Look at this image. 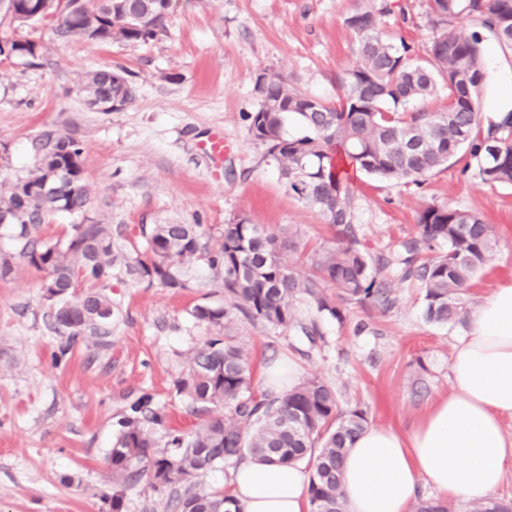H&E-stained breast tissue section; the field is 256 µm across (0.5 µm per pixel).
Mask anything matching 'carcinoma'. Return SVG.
<instances>
[{"mask_svg": "<svg viewBox=\"0 0 512 512\" xmlns=\"http://www.w3.org/2000/svg\"><path fill=\"white\" fill-rule=\"evenodd\" d=\"M31 0H0V58L33 65L47 51L42 38L18 33L38 24L58 40L93 26L90 40L99 44L138 43L156 39L172 0H109L75 16L71 0H44L49 14L24 15ZM387 6L349 16L356 37L354 61L337 78L334 102L312 97L272 74L260 83L265 103L251 116L249 131L268 146L281 178L299 199L318 209L337 231L340 242L315 252L312 272L300 276L288 260L297 249L271 230L237 218L224 224L214 243L200 224H143L142 249L129 252L112 236V225L89 216L90 192L82 148L68 135L42 133L35 142L39 164L28 176L0 180V210L13 215L18 256L43 273L39 283L47 302L45 317L60 344L53 362L60 365L78 339L111 346L112 278L124 271L134 280L164 288L189 287L187 270L204 262L233 299V308L197 305L191 317L213 331L187 354L188 371L177 390L195 413L205 415L190 435L168 433L164 447L145 429L161 425L164 414L143 396L131 404L120 423L107 464L113 492L109 512H122L120 489L147 478L163 494L171 512H230L232 500L206 489L201 478L219 465L249 455L289 465L312 451L311 512H345L341 490L347 445L368 425L365 411H340L336 391L323 381L307 379L276 396L251 392L248 356L228 332L234 312L274 328L297 327L309 341L318 330L297 318L296 302L311 298L317 311L343 319L342 305L388 297L392 280L415 279L425 289V316L430 322H456L460 295L491 258L494 228L477 213L441 206L424 208L418 236L401 243L395 255L372 258L358 247L354 229V185L344 175L352 167L388 181L410 183L430 174L466 150L482 181L512 183V110L494 112L486 129L470 96L491 85L488 47L476 34L466 37L455 23L469 17L494 37L502 52H512V0H426L436 36L418 57L394 44L380 28ZM470 74V86L455 83L458 71ZM447 105L439 112L421 106L438 89ZM85 102L116 100L129 107L136 87L121 66L87 71L82 80ZM294 115L306 134L290 138L284 131ZM497 143L498 154L489 145ZM59 168L55 188L43 193L47 170ZM57 214L71 218V232L55 239L39 237L40 227Z\"/></svg>", "mask_w": 512, "mask_h": 512, "instance_id": "cac0c4a2", "label": "carcinoma"}]
</instances>
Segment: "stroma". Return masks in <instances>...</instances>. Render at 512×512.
<instances>
[{
	"instance_id": "obj_1",
	"label": "stroma",
	"mask_w": 512,
	"mask_h": 512,
	"mask_svg": "<svg viewBox=\"0 0 512 512\" xmlns=\"http://www.w3.org/2000/svg\"><path fill=\"white\" fill-rule=\"evenodd\" d=\"M387 2L382 29L393 41L424 53L435 32L425 0H174L166 31L145 43L99 45L73 36L41 34L48 50L40 65L0 61V140L10 153L9 178L36 165L35 138L60 130L83 148L89 212L138 242L143 224H200L219 232L247 218L298 245L289 259L308 274V256L330 245L333 232L320 214L295 198L267 148L249 132L260 79L277 72L320 99H334L336 79L353 60L355 36L345 20ZM497 65L481 114L512 105V54L492 50ZM125 67L138 89L120 112H96L83 100L89 69ZM223 130L222 158L202 144ZM430 205L480 213L495 228L491 260L462 295L463 313L448 325L429 322L417 281L393 282L391 305L347 304L342 320L320 315L313 300L298 302V317L316 321L308 342L296 328L275 329L238 318L231 334L249 356L254 390L266 367L294 363L300 379L332 386L341 411L359 408L369 424L406 429L428 404L448 393L454 345L467 333L482 299L512 281V185L481 181L468 152L420 184L357 174L355 230L361 249L385 256L415 237L419 213ZM189 288L112 281V344L79 342L65 365L52 354L58 337L44 318L41 272L15 261L0 281V512H104L112 493L106 458L129 405L148 395L165 415L148 425L156 442L168 430L193 431L192 414L175 385L186 356L208 329L191 312L227 298L203 262L191 264Z\"/></svg>"
}]
</instances>
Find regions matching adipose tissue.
I'll use <instances>...</instances> for the list:
<instances>
[{
  "label": "adipose tissue",
  "instance_id": "obj_1",
  "mask_svg": "<svg viewBox=\"0 0 512 512\" xmlns=\"http://www.w3.org/2000/svg\"><path fill=\"white\" fill-rule=\"evenodd\" d=\"M451 388L408 430L368 426L348 449L346 512H413L420 485L442 499L483 502L512 476V283L476 309L454 347ZM311 472L242 461L226 481L243 512H311Z\"/></svg>",
  "mask_w": 512,
  "mask_h": 512
}]
</instances>
